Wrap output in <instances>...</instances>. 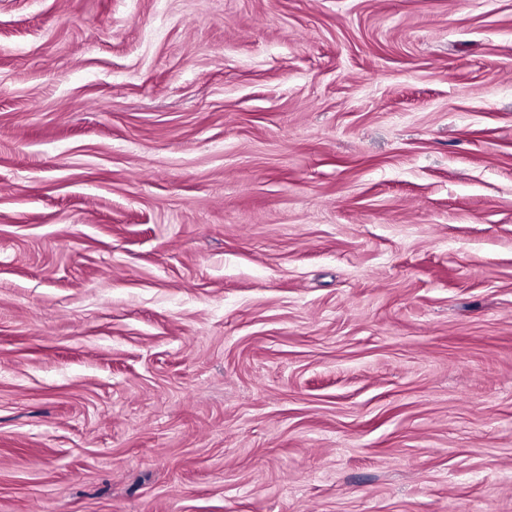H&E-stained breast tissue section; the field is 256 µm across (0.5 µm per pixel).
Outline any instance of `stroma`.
<instances>
[{
    "label": "stroma",
    "instance_id": "35a3bbf8",
    "mask_svg": "<svg viewBox=\"0 0 512 512\" xmlns=\"http://www.w3.org/2000/svg\"><path fill=\"white\" fill-rule=\"evenodd\" d=\"M0 512H512V0H0Z\"/></svg>",
    "mask_w": 512,
    "mask_h": 512
}]
</instances>
